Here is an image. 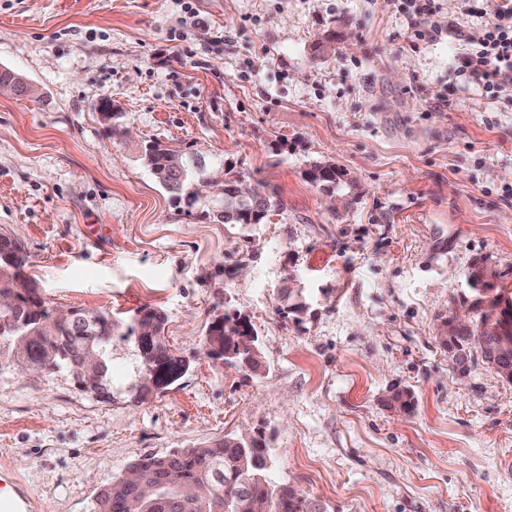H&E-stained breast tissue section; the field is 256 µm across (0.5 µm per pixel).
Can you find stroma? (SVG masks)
<instances>
[{
	"instance_id": "35a3bbf8",
	"label": "stroma",
	"mask_w": 512,
	"mask_h": 512,
	"mask_svg": "<svg viewBox=\"0 0 512 512\" xmlns=\"http://www.w3.org/2000/svg\"><path fill=\"white\" fill-rule=\"evenodd\" d=\"M411 4L0 0V69L39 89L0 96V231L50 307L159 309L190 364L137 400V344L114 336L103 400L0 357V482L31 512H93L141 456L228 434L262 438L328 512H512V382L458 371L440 339L473 264L512 291V94L458 73L482 24L464 0H434L415 47ZM154 140L282 208L227 224L218 191L174 199L140 157ZM325 161L348 178L333 209L307 176ZM227 313L264 374L202 350Z\"/></svg>"
}]
</instances>
